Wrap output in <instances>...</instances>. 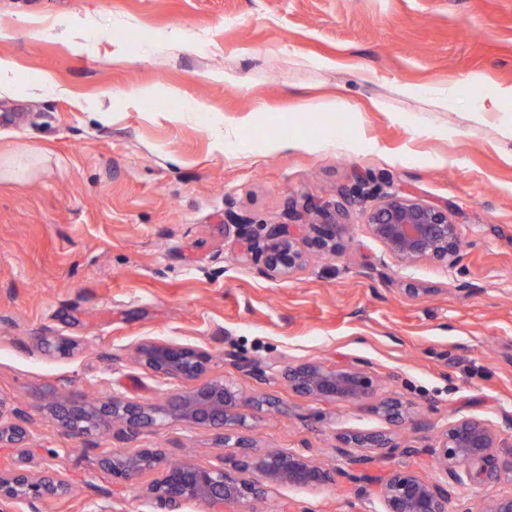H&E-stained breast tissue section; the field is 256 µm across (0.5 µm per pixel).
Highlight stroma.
Segmentation results:
<instances>
[{
    "label": "stroma",
    "mask_w": 512,
    "mask_h": 512,
    "mask_svg": "<svg viewBox=\"0 0 512 512\" xmlns=\"http://www.w3.org/2000/svg\"><path fill=\"white\" fill-rule=\"evenodd\" d=\"M0 59V170L28 162L0 179V397L30 414L33 463L71 487L36 512H153L151 474L115 486L107 450L222 455L215 430L178 421L125 441L45 417L54 395L190 390L131 361L143 339L204 349L209 377L276 401L248 416L259 449L338 468L336 485L281 487L254 512H381L393 471L438 478L450 421L512 416V102L487 109L512 86V0H0ZM45 73L56 89L33 88ZM324 98L334 109L309 110ZM401 187L454 205L455 268L404 267L368 234L365 210ZM340 190V253L277 280L243 258L293 201ZM56 335L83 351L44 353ZM309 360L362 364L416 428L386 453L341 447L391 426L371 403L292 391L285 368ZM448 490V512H478L512 475Z\"/></svg>",
    "instance_id": "1"
}]
</instances>
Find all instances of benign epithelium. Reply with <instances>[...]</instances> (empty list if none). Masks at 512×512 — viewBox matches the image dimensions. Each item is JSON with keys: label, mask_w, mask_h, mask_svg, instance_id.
Masks as SVG:
<instances>
[{"label": "benign epithelium", "mask_w": 512, "mask_h": 512, "mask_svg": "<svg viewBox=\"0 0 512 512\" xmlns=\"http://www.w3.org/2000/svg\"><path fill=\"white\" fill-rule=\"evenodd\" d=\"M345 195L317 211L310 224H271L265 232L247 238L244 256L256 258L269 279L287 278L304 269L309 253L335 254L342 248L347 224ZM448 203H429L409 190L385 193L367 213L365 226L384 248V254L405 265L433 261L452 269L460 261V227L451 218ZM48 349L61 356L73 354L80 341L70 336H52ZM138 366L161 380L195 381L208 369L209 354L179 343L144 340L134 348ZM288 386L303 395L330 400L364 402L373 398L371 378L353 365L329 367L307 361L288 367ZM273 402L247 396L235 385L219 379L206 380L179 395L162 408L132 400L121 394L105 399L69 401L57 399L47 411L55 424L80 437L112 434L128 441L156 430L167 420L219 430L222 446L231 456L218 465L203 466L190 459L171 463L153 448L130 453H106L102 468L117 481H129L147 472L158 477L146 488V496L166 509L180 512L190 503H203L223 512L226 505L267 498L270 490L288 486L316 488L336 483V471L323 467L292 449L266 452L253 450L242 433L247 411ZM374 410L392 423L406 419L402 403L381 400ZM28 416L18 405L0 398V447L13 448L18 463L0 471V512H24L46 498H62L69 492L63 479L38 475L28 468ZM346 448L395 447L385 433H345ZM502 438L482 419L461 416L448 423L437 450L439 470L457 484H479L500 475L503 467L493 455ZM382 512H447L448 491L438 480H425L410 471H395L381 487Z\"/></svg>", "instance_id": "1"}]
</instances>
